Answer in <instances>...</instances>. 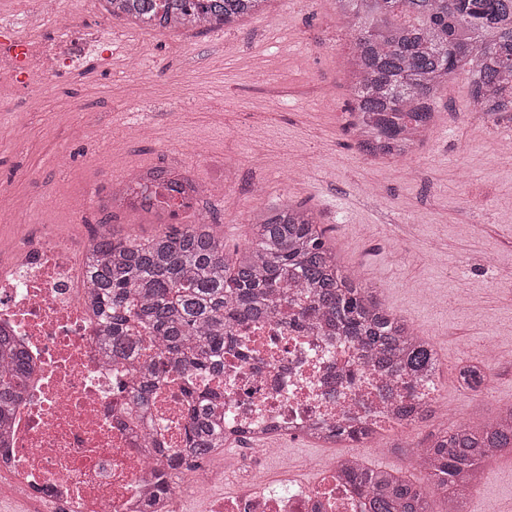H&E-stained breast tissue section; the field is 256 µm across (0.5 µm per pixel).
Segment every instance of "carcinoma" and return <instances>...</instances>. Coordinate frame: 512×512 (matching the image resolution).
Masks as SVG:
<instances>
[{
  "mask_svg": "<svg viewBox=\"0 0 512 512\" xmlns=\"http://www.w3.org/2000/svg\"><path fill=\"white\" fill-rule=\"evenodd\" d=\"M109 12L150 27L231 25L271 0H106ZM354 52L357 147L371 156L402 158L435 126L436 95L448 80L470 78L473 101L488 118L512 112V0H336ZM161 192H181L170 170L155 168ZM250 244L233 253L209 224L172 225L148 239L121 236L110 227L95 236L88 277L105 321L112 358L123 360L153 336L158 371L179 365L189 375L224 367L228 332L247 320L271 319L301 298L302 325H330L366 353L368 363L399 378L439 370L433 345L385 308L362 279L345 269L328 246L314 212L285 202L253 217ZM23 352L0 335V427L25 387ZM465 388L480 393L481 368L460 369ZM224 393L207 390L189 416L186 456L192 470L224 447L218 408ZM512 450V410L492 419L453 423L424 446L413 462L432 487L463 503L485 463ZM349 477L367 497L370 512H432L426 491L386 470L353 463Z\"/></svg>",
  "mask_w": 512,
  "mask_h": 512,
  "instance_id": "carcinoma-1",
  "label": "carcinoma"
}]
</instances>
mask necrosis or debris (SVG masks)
<instances>
[{"label":"necrosis or debris","instance_id":"necrosis-or-debris-1","mask_svg":"<svg viewBox=\"0 0 512 512\" xmlns=\"http://www.w3.org/2000/svg\"><path fill=\"white\" fill-rule=\"evenodd\" d=\"M119 178L121 194L99 200L101 209H158L148 169L130 166ZM87 249L57 232L25 246L0 240V333L30 364L0 448V494L28 512H182L189 499L208 501V512H368L335 453H323L310 483L272 480L263 455L289 438L333 444L340 427L355 435L406 429L411 408L437 413L441 375L393 383L385 371L366 367L344 337L248 323L235 333L254 350V361L245 367L225 355L219 380L224 444L247 442L261 455L194 470L165 493L159 475L186 445L182 382L157 386L148 405L134 404L133 374L151 373L154 363L144 350L113 363L90 299ZM220 482L234 492L213 497Z\"/></svg>","mask_w":512,"mask_h":512}]
</instances>
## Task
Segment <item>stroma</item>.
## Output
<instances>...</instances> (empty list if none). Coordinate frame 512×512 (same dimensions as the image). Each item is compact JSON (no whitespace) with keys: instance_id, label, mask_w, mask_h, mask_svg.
Here are the masks:
<instances>
[{"instance_id":"stroma-1","label":"stroma","mask_w":512,"mask_h":512,"mask_svg":"<svg viewBox=\"0 0 512 512\" xmlns=\"http://www.w3.org/2000/svg\"><path fill=\"white\" fill-rule=\"evenodd\" d=\"M32 3L0 0V21L25 30L45 53L32 84L0 99V190L29 204L19 243L34 242L50 223L83 239L106 221L93 200L112 190L114 137L142 167H188L203 187L221 165L237 167L236 210L201 197V214L227 251L246 247L255 210L287 200L313 209L341 264L360 266L385 306L436 346L445 366L438 401L449 420L512 408V156L495 152L512 136V120L484 121L467 76L440 91L422 145L403 158H374L345 129L353 91L344 63L353 44L336 0H274L242 24L181 33L130 28L103 16L100 0H54L31 27ZM88 29L98 33L90 45ZM131 32L146 48L136 75L124 70ZM61 46L64 62L54 55ZM325 93L327 110L317 105ZM134 118L148 132L129 130ZM258 147L307 166V179L284 169L260 177L251 165ZM258 180L264 188L256 192ZM435 248L441 256L433 260ZM492 344L501 354L486 389L463 391L459 364L479 361ZM437 428L425 420L401 447L383 442L356 454L424 486L403 448ZM479 488L463 512H497L511 501L512 456L497 458Z\"/></svg>"}]
</instances>
